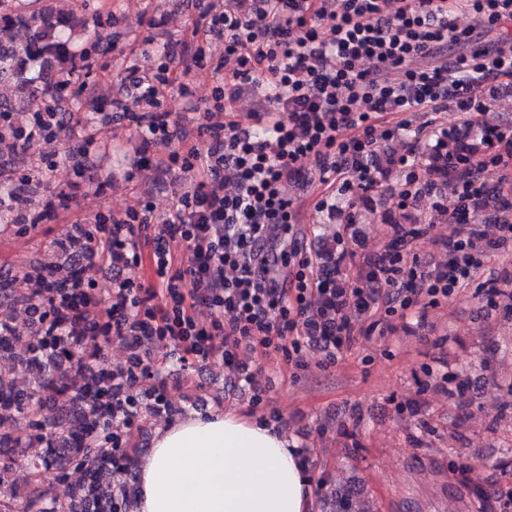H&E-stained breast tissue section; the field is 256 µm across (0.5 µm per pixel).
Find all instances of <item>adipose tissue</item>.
Returning <instances> with one entry per match:
<instances>
[{
	"instance_id": "adipose-tissue-1",
	"label": "adipose tissue",
	"mask_w": 512,
	"mask_h": 512,
	"mask_svg": "<svg viewBox=\"0 0 512 512\" xmlns=\"http://www.w3.org/2000/svg\"><path fill=\"white\" fill-rule=\"evenodd\" d=\"M310 483L276 426L231 413L161 429L137 470L136 512H311Z\"/></svg>"
}]
</instances>
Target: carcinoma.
I'll use <instances>...</instances> for the list:
<instances>
[{"mask_svg":"<svg viewBox=\"0 0 512 512\" xmlns=\"http://www.w3.org/2000/svg\"><path fill=\"white\" fill-rule=\"evenodd\" d=\"M91 18L83 12L57 11L48 0H0V84L17 95L0 99V114L9 123L0 127V145L13 154L26 148L30 122L17 113H59L69 124L70 112L61 105L75 99L88 85L77 62L91 56L87 45ZM22 34L16 38V34ZM477 135L468 133L448 142V154L478 150ZM41 167L28 171L23 183L11 181L8 198H0V224L12 220L13 199L29 200L43 182ZM17 278L0 282V306L18 309L30 335L17 336L11 324L0 323V455L38 439L45 450L26 459L28 475L17 489L12 466L0 463V512H112V503L126 496L116 483L112 466V414L105 389L110 365L103 358L86 361L88 348L100 349L103 336L93 326L69 328L48 336L38 313L36 292L16 287ZM20 370H36L39 380L29 388L16 386ZM334 512H365L348 493H336Z\"/></svg>","mask_w":512,"mask_h":512,"instance_id":"cac0c4a2","label":"carcinoma"}]
</instances>
